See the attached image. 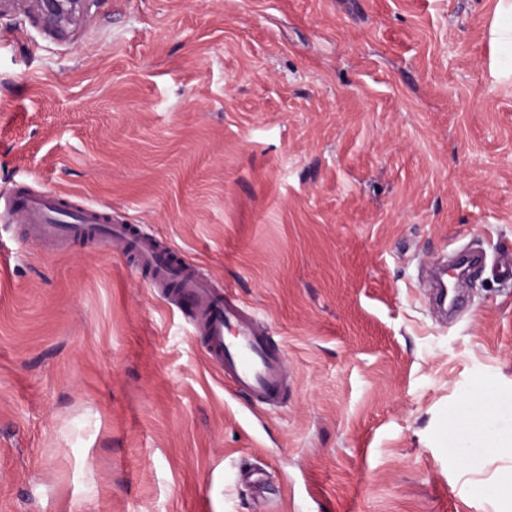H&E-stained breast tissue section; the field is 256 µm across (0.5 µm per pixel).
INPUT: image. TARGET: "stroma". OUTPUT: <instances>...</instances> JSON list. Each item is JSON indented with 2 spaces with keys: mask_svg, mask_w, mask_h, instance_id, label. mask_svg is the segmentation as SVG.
<instances>
[{
  "mask_svg": "<svg viewBox=\"0 0 512 512\" xmlns=\"http://www.w3.org/2000/svg\"><path fill=\"white\" fill-rule=\"evenodd\" d=\"M495 2L86 0L59 30L0 0V192L146 225L291 379L234 392L124 259L0 215V512H512ZM461 250L445 321L423 281Z\"/></svg>",
  "mask_w": 512,
  "mask_h": 512,
  "instance_id": "obj_1",
  "label": "stroma"
}]
</instances>
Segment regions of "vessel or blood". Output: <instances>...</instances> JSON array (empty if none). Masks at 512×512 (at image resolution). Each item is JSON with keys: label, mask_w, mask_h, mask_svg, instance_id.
I'll list each match as a JSON object with an SVG mask.
<instances>
[{"label": "vessel or blood", "mask_w": 512, "mask_h": 512, "mask_svg": "<svg viewBox=\"0 0 512 512\" xmlns=\"http://www.w3.org/2000/svg\"><path fill=\"white\" fill-rule=\"evenodd\" d=\"M69 208L58 196L21 191L0 195V211L31 225L38 238L97 242L130 261L148 288L189 307L196 331L235 392L267 407L281 403L287 385L283 355L256 327L248 309L214 290L178 250L141 225L113 223L111 211L89 205L76 218L60 219V212Z\"/></svg>", "instance_id": "b4317fda"}]
</instances>
